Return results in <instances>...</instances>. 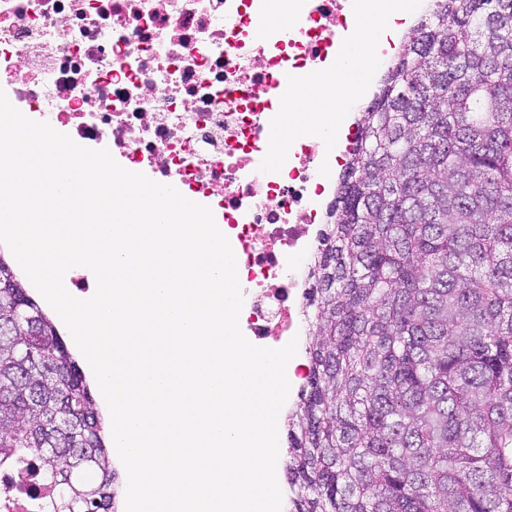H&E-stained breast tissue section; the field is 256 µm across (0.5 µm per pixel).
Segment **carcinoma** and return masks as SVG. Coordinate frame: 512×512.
I'll list each match as a JSON object with an SVG mask.
<instances>
[{
	"instance_id": "1",
	"label": "carcinoma",
	"mask_w": 512,
	"mask_h": 512,
	"mask_svg": "<svg viewBox=\"0 0 512 512\" xmlns=\"http://www.w3.org/2000/svg\"><path fill=\"white\" fill-rule=\"evenodd\" d=\"M310 264L289 512H512V0L402 41ZM0 468L37 512H118L102 416L0 253Z\"/></svg>"
}]
</instances>
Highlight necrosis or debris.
Instances as JSON below:
<instances>
[{"instance_id": "obj_1", "label": "necrosis or debris", "mask_w": 512, "mask_h": 512, "mask_svg": "<svg viewBox=\"0 0 512 512\" xmlns=\"http://www.w3.org/2000/svg\"><path fill=\"white\" fill-rule=\"evenodd\" d=\"M303 0H0V89L26 117L154 181L219 197L255 337L302 336L327 182L321 142L273 133L288 83L337 63L357 4ZM295 33L285 36L284 26ZM280 151L277 168L262 158Z\"/></svg>"}]
</instances>
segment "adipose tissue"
I'll return each mask as SVG.
<instances>
[{"label":"adipose tissue","instance_id":"1","mask_svg":"<svg viewBox=\"0 0 512 512\" xmlns=\"http://www.w3.org/2000/svg\"><path fill=\"white\" fill-rule=\"evenodd\" d=\"M398 9L381 4L370 12L357 7L356 35L344 52L335 71L317 76L299 91L287 95L279 104L288 134L303 129L318 131L327 145H334V127L330 112L338 108L342 96L369 83L376 69L374 40L395 27L397 21L410 16L417 8L416 0H398Z\"/></svg>","mask_w":512,"mask_h":512}]
</instances>
